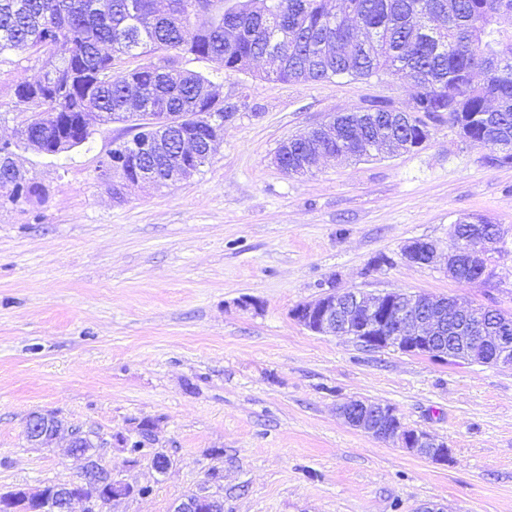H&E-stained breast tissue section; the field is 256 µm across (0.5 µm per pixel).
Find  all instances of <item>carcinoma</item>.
Wrapping results in <instances>:
<instances>
[{
  "label": "carcinoma",
  "mask_w": 512,
  "mask_h": 512,
  "mask_svg": "<svg viewBox=\"0 0 512 512\" xmlns=\"http://www.w3.org/2000/svg\"><path fill=\"white\" fill-rule=\"evenodd\" d=\"M0 0V63L27 51L48 69L38 80L15 84L14 110L30 113L20 136L47 155L78 147L87 128L69 120L84 112L103 123L133 121L129 138L147 139L153 119L166 112L183 120L181 130L200 144L210 128L187 117L215 105L216 83L184 67L192 56L213 71L244 72L258 59L266 77L283 83L334 77L370 78L409 71L416 89L411 110L400 114L388 102H373L340 115L347 128L340 142L302 136L288 144V166L306 152L321 157L362 158L358 139L397 138L410 152L430 135L428 122L448 119L463 141L489 147L484 161L512 164V30L498 18L512 15V0H250L245 11L224 0ZM146 58L117 71L114 60ZM113 142L126 181L149 169L167 184L169 166L160 157L125 153ZM43 200L45 190L29 177L15 181L0 172V197ZM485 260L474 257L456 280H479Z\"/></svg>",
  "instance_id": "1"
}]
</instances>
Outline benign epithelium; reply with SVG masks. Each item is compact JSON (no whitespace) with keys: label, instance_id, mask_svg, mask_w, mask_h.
<instances>
[{"label":"benign epithelium","instance_id":"1","mask_svg":"<svg viewBox=\"0 0 512 512\" xmlns=\"http://www.w3.org/2000/svg\"><path fill=\"white\" fill-rule=\"evenodd\" d=\"M197 122L213 129L216 141L224 130V115L205 112L192 116ZM177 122L161 115L154 119L155 139L149 143H132L129 151L134 154L164 152L171 156L179 152L169 147L170 128ZM500 230L487 238L472 236L458 248L443 252L436 244L415 240L402 249V259L414 265L432 266L445 263L452 273L470 256L482 257L498 242ZM292 317L308 330L321 335H344L368 350L395 348L403 352L425 355L437 359L453 356V360L489 366H512V336L503 332L490 333L479 307L459 309L448 299H435L426 295H412L400 290L384 291L377 295L358 291L329 290L319 298L301 304L292 310ZM347 424L379 440H396L401 447L417 454H428L434 461L448 459L447 444L425 430L406 429L394 408L368 399H353L339 407ZM27 437L34 443L47 438L54 441L62 430L54 427L52 416L34 413L26 422ZM80 462L81 477L95 482L104 481L112 491L105 496L93 494L77 497L72 483H57L51 492L45 489L17 488L8 501L19 500L28 505V512H70L73 501L84 502L83 512H102L110 502L135 495L136 487L118 478L112 470L83 456ZM173 512H224V502L201 491L184 496L176 503Z\"/></svg>","mask_w":512,"mask_h":512}]
</instances>
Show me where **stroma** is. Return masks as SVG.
Wrapping results in <instances>:
<instances>
[{
  "mask_svg": "<svg viewBox=\"0 0 512 512\" xmlns=\"http://www.w3.org/2000/svg\"><path fill=\"white\" fill-rule=\"evenodd\" d=\"M13 59L0 66L2 140L27 118L15 84L41 73L29 53ZM265 68L216 75L233 115L205 166L169 186L116 200L97 183L121 122L55 156L19 150L45 199L0 208V490L79 481L66 440L29 444L40 412L98 432L100 463L146 487L104 512H171L204 485L224 512H512V368L368 351L291 316L332 288L512 313V165H485L486 147L441 123L416 151L325 157L288 177L280 142L374 101L406 108L413 89L391 75L284 84ZM466 216L501 228L486 280L404 262L416 239L449 249ZM359 398L446 442L447 461L349 427L337 407ZM143 421L155 441L133 460L115 437ZM158 450L175 460L163 476Z\"/></svg>",
  "mask_w": 512,
  "mask_h": 512,
  "instance_id": "35a3bbf8",
  "label": "stroma"
}]
</instances>
